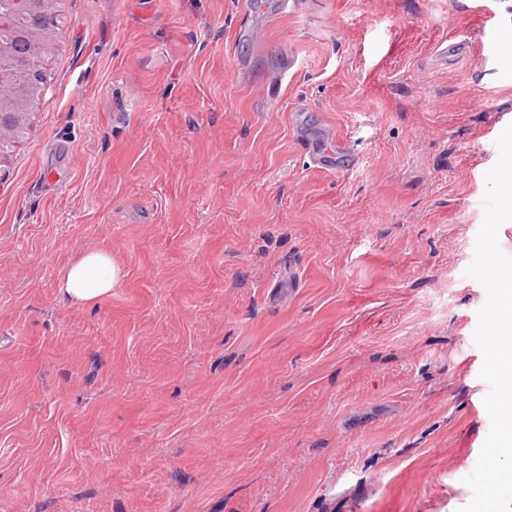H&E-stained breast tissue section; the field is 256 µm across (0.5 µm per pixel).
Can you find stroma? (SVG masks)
<instances>
[{
	"label": "stroma",
	"instance_id": "obj_1",
	"mask_svg": "<svg viewBox=\"0 0 512 512\" xmlns=\"http://www.w3.org/2000/svg\"><path fill=\"white\" fill-rule=\"evenodd\" d=\"M58 0L0 156V512H457L512 0ZM466 43L440 61L441 43ZM341 135L316 170L297 135ZM111 254L96 306L58 274ZM299 143L303 148L310 150L315 166L322 171L350 168L356 164L355 158L348 152L345 143L337 137H332L330 143L321 149L311 150V143L304 139H300Z\"/></svg>",
	"mask_w": 512,
	"mask_h": 512
}]
</instances>
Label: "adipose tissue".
<instances>
[{"label":"adipose tissue","instance_id":"obj_1","mask_svg":"<svg viewBox=\"0 0 512 512\" xmlns=\"http://www.w3.org/2000/svg\"><path fill=\"white\" fill-rule=\"evenodd\" d=\"M121 278L122 272L110 254L92 251L81 255L60 273L59 292L63 297L96 305L111 295Z\"/></svg>","mask_w":512,"mask_h":512}]
</instances>
